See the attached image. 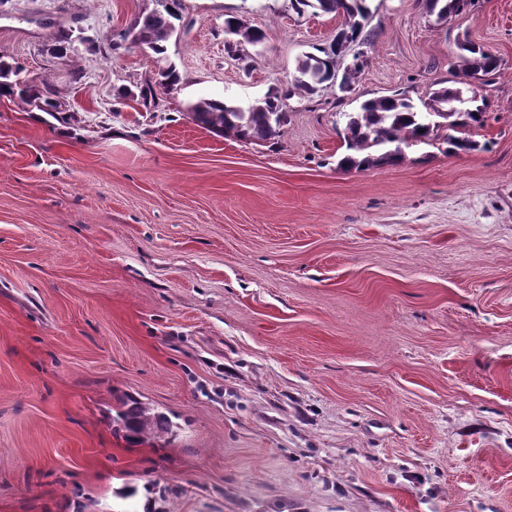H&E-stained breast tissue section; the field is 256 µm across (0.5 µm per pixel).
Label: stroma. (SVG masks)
<instances>
[{"label":"stroma","mask_w":512,"mask_h":512,"mask_svg":"<svg viewBox=\"0 0 512 512\" xmlns=\"http://www.w3.org/2000/svg\"><path fill=\"white\" fill-rule=\"evenodd\" d=\"M148 5L0 0V56L71 115L0 98V512H512V0H372L352 91L257 144L188 105L286 86L342 16L184 0L151 107L154 54L111 46ZM464 37L502 61L483 149L339 168L345 113L462 82ZM128 395L172 434L129 445ZM475 0H425L427 12L435 14L438 20L448 21L449 18L461 13Z\"/></svg>","instance_id":"1"}]
</instances>
